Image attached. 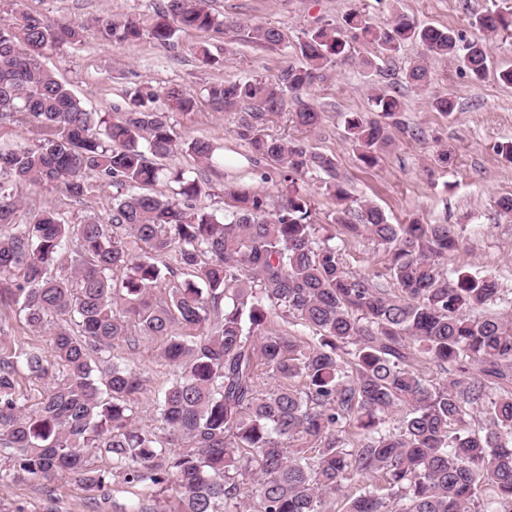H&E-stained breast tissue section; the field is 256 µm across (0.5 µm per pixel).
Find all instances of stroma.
I'll list each match as a JSON object with an SVG mask.
<instances>
[{
  "mask_svg": "<svg viewBox=\"0 0 512 512\" xmlns=\"http://www.w3.org/2000/svg\"><path fill=\"white\" fill-rule=\"evenodd\" d=\"M501 0H209L212 12L230 20L224 32L181 34L175 48H162L150 39L137 45L115 46L102 41L91 21L103 14L147 15L154 0H25L31 10L50 17H67L86 23L81 43L63 45L46 53L43 64L94 112L125 110L128 95L140 83L151 84L163 94L159 108H167L164 94L176 89L200 97L197 111H174L170 121L179 135L205 137L222 157L211 168L177 151L164 162L166 175L157 191L172 189L170 173L178 170L202 174L211 196L200 199L203 207L221 206L225 188L246 189L261 195L269 208L281 202V185L275 165L255 160L237 133L239 115L217 112L204 103L205 87L215 80L273 79L297 60L293 41L303 31L340 23L353 7L364 9L377 22H390L397 13L416 20L445 26L472 38L474 15L500 4ZM270 24L283 29L288 45L266 48L249 42L247 29ZM207 42L213 54L223 57L215 69L203 65L192 51L193 44ZM414 47L407 46L392 56H378L374 45L353 44L338 58L326 79L311 92L313 102L323 106L325 119L312 132L298 130L289 114L271 116L265 131L276 138H299L313 150L335 154L339 174L354 198L379 206L394 224L419 218L425 224H451L463 239L462 248L449 254L448 268H473L496 277L502 288V309L512 308V215L501 212L496 201L512 194V164L496 152L500 143L512 141V86L490 78L472 84L449 60L430 65L427 90L407 89L402 81ZM376 63L368 70L363 59ZM399 91L402 112L400 127L392 129V143L374 168H365L355 147L346 139L344 117L349 112H369L374 90ZM438 96L455 98L457 108L445 116L433 107ZM116 189L102 185L83 200H74L40 186L22 191V208L54 206L69 223L85 215L107 216ZM349 268L366 276L385 272L381 247L368 238L343 245ZM161 340L139 343L128 354L141 372L143 392L138 401L140 426L158 425L154 409L157 391L173 378V366L159 358ZM56 499L59 512H90L92 494L76 482L62 479L52 483H7L0 486V512H44L48 499Z\"/></svg>",
  "mask_w": 512,
  "mask_h": 512,
  "instance_id": "stroma-1",
  "label": "stroma"
}]
</instances>
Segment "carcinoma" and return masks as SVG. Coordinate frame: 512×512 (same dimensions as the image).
Listing matches in <instances>:
<instances>
[{
  "label": "carcinoma",
  "mask_w": 512,
  "mask_h": 512,
  "mask_svg": "<svg viewBox=\"0 0 512 512\" xmlns=\"http://www.w3.org/2000/svg\"><path fill=\"white\" fill-rule=\"evenodd\" d=\"M100 38L134 45L149 36L175 45L179 33L222 32L207 0H157L149 17L93 19ZM487 36L512 31V4L476 16ZM86 26L51 18L13 0L0 18V127L20 124L29 137L0 149V307L16 306L26 326L49 336L0 354V483L74 479L92 492L112 478L176 494L170 512H512V314L473 315L500 301L499 283L465 268L445 269L461 236L450 224L417 218L392 224L366 201L353 206L336 156L302 140L263 133L269 113L293 102L308 131L323 121L309 92L354 42L390 55L417 54L404 73L416 91L430 84L433 58H460L473 83L492 76L512 86V67L490 70L483 38L422 24L399 13L376 22L360 8L339 25L310 29L294 44L299 65L274 81H221L205 88L219 111L242 110L238 136L277 165L285 202L268 210L242 189H226L229 213L193 204L203 177L178 172V189L148 191L159 161L182 150L214 162L206 138L184 139L155 106L158 91L138 85L123 112L88 110L41 63L49 50L82 41ZM251 42L288 43L280 28L255 25ZM179 112H194L190 93H167ZM375 116L352 112L347 138L368 168L391 141L402 101L371 96ZM324 173L336 201L333 221L347 240L370 238L386 254L392 287L349 271L332 237H318L308 173ZM107 182L117 188L107 220L67 224L45 206L18 223V191L42 185L82 199ZM69 267L70 273L53 270ZM183 274L164 298L162 281ZM309 330L302 338L274 318ZM164 339L161 357L177 368L158 392L162 427L137 424L143 383L117 352L142 339ZM447 379L430 384L414 362ZM47 380L29 406L19 369ZM267 375L273 384L261 387ZM480 407L482 432L461 434L467 407ZM400 409L399 424L384 415ZM95 453L109 470L91 463ZM362 482L354 493L349 482Z\"/></svg>",
  "instance_id": "1"
}]
</instances>
